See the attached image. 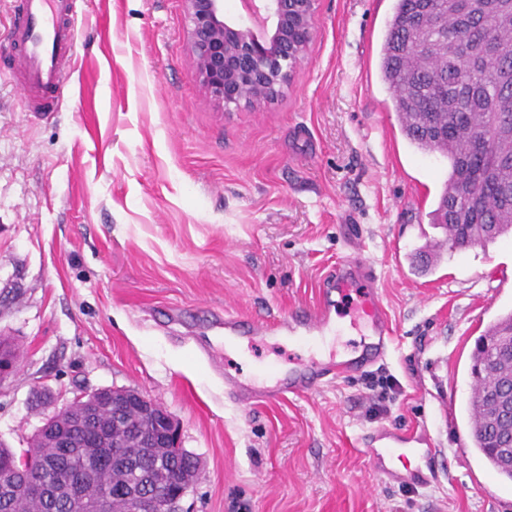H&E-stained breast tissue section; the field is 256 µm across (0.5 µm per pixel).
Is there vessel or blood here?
<instances>
[{
  "label": "vessel or blood",
  "instance_id": "vessel-or-blood-1",
  "mask_svg": "<svg viewBox=\"0 0 512 512\" xmlns=\"http://www.w3.org/2000/svg\"><path fill=\"white\" fill-rule=\"evenodd\" d=\"M77 0H24L12 37L18 46L12 71L22 91L39 108H48L60 97L66 78L64 63L74 41ZM348 251L319 281V302L315 308L289 312L279 320H247L234 313L224 315V345L231 348L258 335L276 331L289 343L317 347L343 326L333 312L338 302L356 299L353 321L361 340L337 360L310 359L289 369L275 380L274 388L225 375L224 390L241 402L277 400L286 395L305 394L320 389L341 374H358L382 360L391 343V322L377 287L374 268L363 258L361 242L352 236ZM368 449L371 472L381 483L425 487L435 478L433 464L438 450L429 435L379 429Z\"/></svg>",
  "mask_w": 512,
  "mask_h": 512
}]
</instances>
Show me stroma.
Wrapping results in <instances>:
<instances>
[{
    "label": "stroma",
    "mask_w": 512,
    "mask_h": 512,
    "mask_svg": "<svg viewBox=\"0 0 512 512\" xmlns=\"http://www.w3.org/2000/svg\"><path fill=\"white\" fill-rule=\"evenodd\" d=\"M16 0H0V443L24 453L53 407L98 388L161 404L200 462L184 512H512V482L466 444L476 339L512 308V239L445 252V174L411 149L378 76L393 0H318L317 35L265 111L202 86L182 0H77L58 106L9 74ZM362 227L392 324L390 356L306 396L248 406L225 369L287 373L308 349L268 336L224 350L215 316L318 301ZM393 378L387 414L371 387ZM426 430L436 483L377 481L362 436Z\"/></svg>",
    "instance_id": "obj_1"
}]
</instances>
